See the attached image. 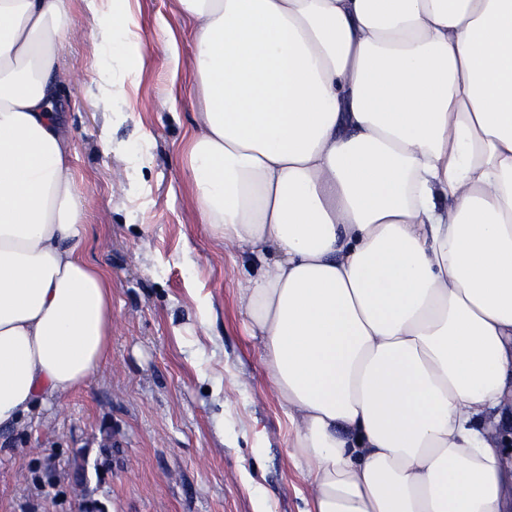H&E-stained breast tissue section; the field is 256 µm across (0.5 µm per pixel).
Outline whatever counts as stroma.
<instances>
[{
    "mask_svg": "<svg viewBox=\"0 0 512 512\" xmlns=\"http://www.w3.org/2000/svg\"><path fill=\"white\" fill-rule=\"evenodd\" d=\"M134 48L75 39L55 107L86 210L83 248L112 284L106 363L81 390L38 404L0 437V512H301L288 421L263 385L238 313L228 253L189 202L182 168L199 91L173 0H129ZM105 93L99 69L122 80ZM251 483H243L241 472Z\"/></svg>",
    "mask_w": 512,
    "mask_h": 512,
    "instance_id": "obj_1",
    "label": "stroma"
}]
</instances>
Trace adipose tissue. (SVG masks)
<instances>
[{"instance_id":"ef3b65f1","label":"adipose tissue","mask_w":512,"mask_h":512,"mask_svg":"<svg viewBox=\"0 0 512 512\" xmlns=\"http://www.w3.org/2000/svg\"><path fill=\"white\" fill-rule=\"evenodd\" d=\"M202 105L191 203L249 252L236 300L304 512H512V0H174ZM111 28L0 0V432L109 357L112 288L54 108Z\"/></svg>"}]
</instances>
